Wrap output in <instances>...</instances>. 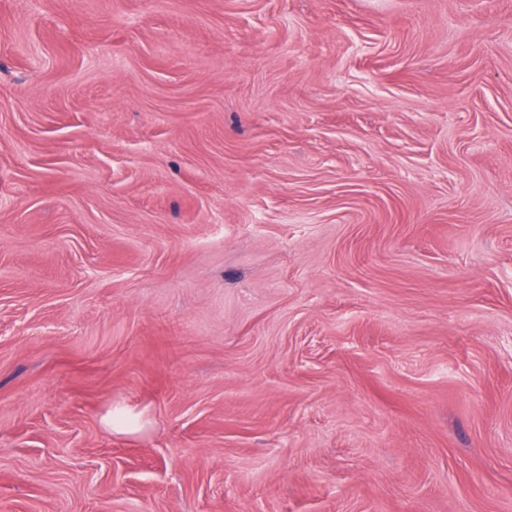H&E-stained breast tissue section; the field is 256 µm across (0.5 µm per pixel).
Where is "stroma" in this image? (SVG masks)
Masks as SVG:
<instances>
[{
	"instance_id": "stroma-1",
	"label": "stroma",
	"mask_w": 512,
	"mask_h": 512,
	"mask_svg": "<svg viewBox=\"0 0 512 512\" xmlns=\"http://www.w3.org/2000/svg\"><path fill=\"white\" fill-rule=\"evenodd\" d=\"M0 512H512V0H0Z\"/></svg>"
}]
</instances>
